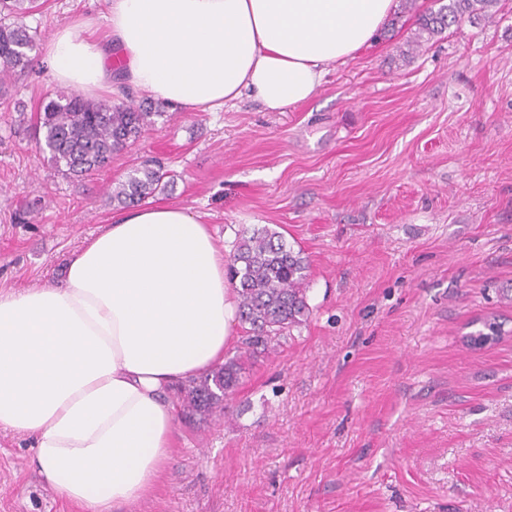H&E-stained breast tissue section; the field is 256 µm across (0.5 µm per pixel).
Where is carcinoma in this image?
Segmentation results:
<instances>
[{
  "instance_id": "1",
  "label": "carcinoma",
  "mask_w": 512,
  "mask_h": 512,
  "mask_svg": "<svg viewBox=\"0 0 512 512\" xmlns=\"http://www.w3.org/2000/svg\"><path fill=\"white\" fill-rule=\"evenodd\" d=\"M28 0H0V88L6 78L33 67L35 35L10 18L28 12ZM496 0H448L435 12L418 18L415 43L432 37L463 19L485 17ZM152 113L129 104L109 105L59 93L43 103L39 132L54 167L83 176L109 165L141 133ZM174 181V175L154 163L132 170L112 191V201L130 206L144 201ZM308 263L282 236L266 226L238 231L227 263V277L238 294L241 336L238 353L208 374L181 386L184 410L210 415L222 409L249 361L268 352L307 321Z\"/></svg>"
}]
</instances>
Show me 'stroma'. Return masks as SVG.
Wrapping results in <instances>:
<instances>
[{"label": "stroma", "instance_id": "1", "mask_svg": "<svg viewBox=\"0 0 512 512\" xmlns=\"http://www.w3.org/2000/svg\"><path fill=\"white\" fill-rule=\"evenodd\" d=\"M435 0L388 16L271 112L171 104L111 164L75 178L37 146L59 92L44 62L0 104V286L62 275L122 208L144 160L175 174L150 204L187 208L232 247L267 226L308 261L305 324L243 373L223 411L178 415L152 494L122 512H512V0L415 40ZM103 0H34L39 45ZM510 337L464 338L488 314ZM34 443L0 430V512H86L45 487Z\"/></svg>", "mask_w": 512, "mask_h": 512}]
</instances>
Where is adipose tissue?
I'll list each match as a JSON object with an SVG mask.
<instances>
[{
  "label": "adipose tissue",
  "mask_w": 512,
  "mask_h": 512,
  "mask_svg": "<svg viewBox=\"0 0 512 512\" xmlns=\"http://www.w3.org/2000/svg\"><path fill=\"white\" fill-rule=\"evenodd\" d=\"M105 30L55 34L53 81L134 89L191 112L244 92L272 112L310 100L394 0H105ZM223 248L186 209L115 216L60 284L0 289V429L32 436L43 482L87 512L146 499L171 451L173 390L223 363L237 294Z\"/></svg>",
  "instance_id": "ef3b65f1"
}]
</instances>
